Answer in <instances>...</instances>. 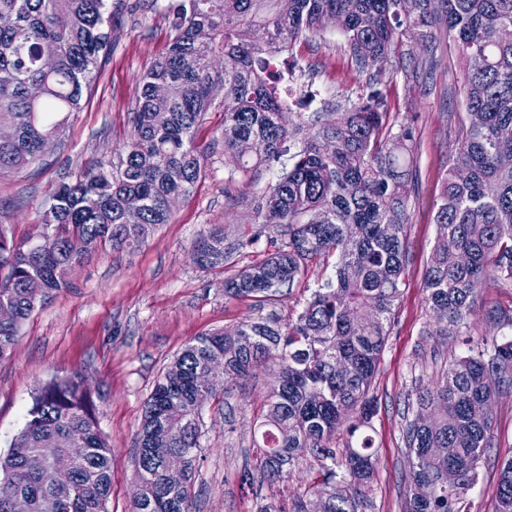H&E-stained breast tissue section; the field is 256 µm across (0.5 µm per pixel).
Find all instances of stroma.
Listing matches in <instances>:
<instances>
[{
	"label": "stroma",
	"mask_w": 512,
	"mask_h": 512,
	"mask_svg": "<svg viewBox=\"0 0 512 512\" xmlns=\"http://www.w3.org/2000/svg\"><path fill=\"white\" fill-rule=\"evenodd\" d=\"M169 0H109L112 48L98 76L84 91L80 111L65 124L42 165L0 173V222L14 242L26 244L43 231V215L56 186L74 179L89 161L121 151L132 131L130 112L146 68L168 46ZM294 78L317 97V108L342 109L365 94L379 76L387 121L415 132L418 192L407 228L405 284L370 393L377 411L371 421L379 464L367 512H403L402 476L407 401L432 387L450 362L469 355L482 338L512 337V288H486L464 324L447 337L428 335L424 272L437 237L435 203L450 165L465 114L464 69L440 48L427 57L419 41L405 36L385 70L358 68L344 36L333 27L300 38L290 61ZM224 114H205L196 140L208 149L204 172L179 199L168 223L158 226L136 250L106 248L71 271L72 288L37 308L25 322L12 355L0 361V455L23 429L34 392L43 384L81 374L99 392L100 428L112 448V494L107 512H131L135 438L143 406L156 379L198 335L231 329L258 315L295 318L310 294L333 272L334 258L314 262L273 300L224 293V280L264 259L268 238L221 267L201 268L192 258L195 240L224 231L229 238L252 234L255 208L285 167L288 156L242 175L224 154ZM278 376L273 366L256 368L241 386L206 404L202 414L204 460L192 489V512H256L257 499L281 498L283 489L306 494L317 468L311 459L293 471L288 486L266 483L258 494L243 491L237 473L250 447L253 419ZM512 457V394L499 397L491 446L466 502L470 512H494L493 489L502 460Z\"/></svg>",
	"instance_id": "35a3bbf8"
}]
</instances>
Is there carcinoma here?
<instances>
[{"label":"carcinoma","mask_w":512,"mask_h":512,"mask_svg":"<svg viewBox=\"0 0 512 512\" xmlns=\"http://www.w3.org/2000/svg\"><path fill=\"white\" fill-rule=\"evenodd\" d=\"M108 0H0V14L14 25L0 29V125L16 136L0 142V171L41 163L42 141L59 134L57 114L78 109L112 40ZM172 38L166 54L141 78L131 122L133 134L117 156L85 167L62 182L45 214L47 235L39 245L17 244L0 224V306L12 308L0 322V361L8 358L33 311L57 291L71 287L68 272L89 254L80 242L133 249L170 218L168 201L190 193L202 175L207 149L195 131L211 108L224 110V152L234 154L243 174L285 152L291 164L257 203L260 229L246 239L224 241L212 232L195 242L198 265L228 263L255 244L265 229L280 241L266 259L224 281V293L267 298L293 286L309 262L336 256L334 277L286 323L271 316L245 320L231 330L203 333L169 364L180 372L162 376L146 402L136 435V469L143 484L133 512H191V488L202 453L196 416L195 379L210 356H224V390L269 361L279 367L254 425L251 456L240 472L242 486L276 480L281 499L258 503L257 512H306L302 496L288 498V481L309 448L318 476L311 493L326 512H366L378 466L372 436L364 431L376 411L369 391L394 321L407 263L406 230L416 195L412 130L386 125V97L373 79L366 95L342 112H316V131L299 137L303 124H282L279 90L269 77L279 55L297 40L322 29L327 15L338 19L358 67L383 70L407 33L428 55L439 32L461 60L462 106L467 123L452 155L434 216L438 235L424 274L431 319L428 334L448 337L484 288H512V0H174L168 5ZM199 27L213 32L196 42ZM262 36H255L256 30ZM55 57L47 74L41 59ZM42 85L30 101L28 86ZM163 82L169 92L153 93ZM224 87L217 100L214 88ZM140 196V221L126 220L124 199ZM281 222L268 224L266 213ZM345 363L349 372L339 373ZM501 386L492 390L486 376ZM512 392V340L491 351L456 359L434 388L417 393L420 408L433 409L427 424L414 418L404 435L408 469L404 512H468L462 507L491 445L499 396ZM487 412L473 416L470 407ZM345 429L343 448L336 434ZM56 443L75 461L70 488L56 486L40 450ZM185 457L179 473L166 471L161 457ZM112 448L98 426L92 390L81 376L54 380L33 397L24 428L10 452L0 456V512L13 499L28 500L30 512H106L112 490ZM458 482L448 483V473ZM431 492L419 496L416 487ZM495 512H512V457L501 462L493 490Z\"/></svg>","instance_id":"cac0c4a2"}]
</instances>
